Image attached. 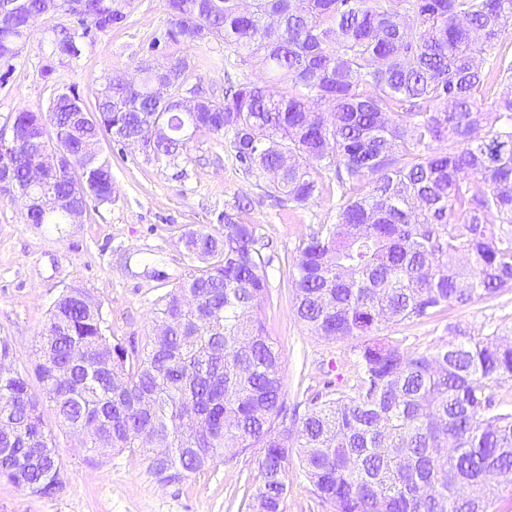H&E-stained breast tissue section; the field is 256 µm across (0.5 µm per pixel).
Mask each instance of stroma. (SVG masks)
I'll return each instance as SVG.
<instances>
[{
  "instance_id": "stroma-1",
  "label": "stroma",
  "mask_w": 512,
  "mask_h": 512,
  "mask_svg": "<svg viewBox=\"0 0 512 512\" xmlns=\"http://www.w3.org/2000/svg\"><path fill=\"white\" fill-rule=\"evenodd\" d=\"M118 5L124 21L110 32L81 38L76 59L52 52L57 34L70 25L64 14L34 20L16 56L0 62V124L22 109L46 107L62 93H78L93 106L106 78H138L142 65L162 63L171 54L189 61L185 87L211 99L223 98L227 83L261 86L269 77L247 48L231 50L216 39L168 40L167 0H118ZM101 148L112 162V201L89 202L81 223H26L21 200L0 193V336L10 341L14 366L30 385L38 383L36 344L48 311L67 286L84 288L100 303L113 342L143 346L153 330L157 300L195 266L179 241L182 230L201 224L220 228L221 216L243 196L253 205L237 219L253 225L272 258L267 273L273 301L263 306L261 316L281 355L288 405L304 401L307 389H322L327 381L339 390L355 383L360 339H327L298 321L285 260L317 225L335 223L341 204L335 186L307 207L282 208L263 197L256 179L232 159L214 163L220 147L208 136L191 142L175 168L159 166L133 146L105 141ZM452 323L512 336V292L453 307L444 316L385 325L380 333L404 351L428 353L447 340ZM44 420L60 449L64 488L38 497L2 477L0 512H246L242 495L252 469L245 460L166 485L147 473L135 453L92 455L80 448L52 407H45ZM284 510L329 512L301 465L288 474Z\"/></svg>"
}]
</instances>
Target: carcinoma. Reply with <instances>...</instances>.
Instances as JSON below:
<instances>
[{"label": "carcinoma", "instance_id": "cac0c4a2", "mask_svg": "<svg viewBox=\"0 0 512 512\" xmlns=\"http://www.w3.org/2000/svg\"><path fill=\"white\" fill-rule=\"evenodd\" d=\"M17 2L0 30L5 61L42 11L43 0ZM109 2H84L101 33L123 21ZM252 2L245 15L238 0H167L168 38L251 47L268 85L240 84L206 110L166 108L153 94L163 65L136 85L103 86L92 110L60 94L11 121L37 141L12 159L17 189L38 151L57 154L26 221L68 224L70 204L112 202L110 160L86 161L85 145L139 138L157 164L176 166L190 133L212 136L284 207L314 202L332 173L345 203L298 246L290 281L311 333L363 339L356 383L333 394L328 381L306 395L303 416H288L259 316L270 260L236 220L242 199L221 229L181 235L202 266L158 299L166 334L140 351L112 342L101 304L71 286L48 313L36 377L61 426L87 425L86 448L109 439L160 483L249 454L258 485L246 507L264 512H284L297 459L331 512H487L495 486L485 471L512 472V403L497 391L512 380V337L454 323L446 344L415 355L375 332L512 290V91L493 96L512 81V0ZM53 52L76 59L82 46L62 30ZM42 405L21 372H0V412L14 417L0 430V476L45 497L57 493L60 453ZM144 430L166 461L140 445Z\"/></svg>", "mask_w": 512, "mask_h": 512}]
</instances>
